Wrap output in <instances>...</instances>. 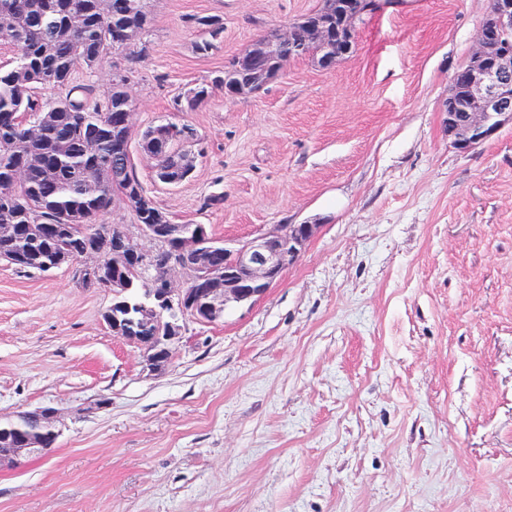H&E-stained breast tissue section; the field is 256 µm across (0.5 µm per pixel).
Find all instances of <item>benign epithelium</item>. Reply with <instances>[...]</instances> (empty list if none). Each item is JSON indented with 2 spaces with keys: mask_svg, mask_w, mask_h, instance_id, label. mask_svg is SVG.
<instances>
[{
  "mask_svg": "<svg viewBox=\"0 0 512 512\" xmlns=\"http://www.w3.org/2000/svg\"><path fill=\"white\" fill-rule=\"evenodd\" d=\"M492 32L512 34V0H492L490 9ZM292 30L276 33L275 42L260 41L239 55L256 69V78L269 82L263 62L274 54V43L286 42ZM314 41L324 46L316 57L323 68H328L341 56L350 53L352 43L331 37L329 26L318 23L312 28ZM467 76L461 87L448 92L446 125L448 139L460 152H468L486 142L507 123H512V42L489 39L484 31L478 33V44L469 61L463 66ZM174 129L160 125L146 134L144 153H168ZM314 224H283L256 235L234 246L224 245V279L209 273L206 231L195 228L179 237L173 261L164 273L144 280L150 297L154 298L158 316L156 345L162 347L167 358H172V345L180 338L183 320L197 324H212L224 315L230 303L252 304L269 288L277 284L284 271L299 256L314 233ZM138 234L117 226L119 242L127 256L141 266L149 263L153 252L143 248L147 239L155 247L162 245L156 233L157 225L139 224ZM35 444L22 440L16 448L0 450V467L13 464L34 454Z\"/></svg>",
  "mask_w": 512,
  "mask_h": 512,
  "instance_id": "benign-epithelium-1",
  "label": "benign epithelium"
}]
</instances>
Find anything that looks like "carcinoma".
<instances>
[{
	"mask_svg": "<svg viewBox=\"0 0 512 512\" xmlns=\"http://www.w3.org/2000/svg\"><path fill=\"white\" fill-rule=\"evenodd\" d=\"M328 2L293 24L284 52L311 54L307 22ZM0 16L8 21L0 42L13 53L0 67V186L10 191L9 202L0 199V226L11 228L0 236V261L30 273L42 259L58 257L83 287L108 288L116 234L99 217L116 201L129 205L133 190L135 223L158 224L163 211L139 179L128 150L133 134L117 118L127 99L126 78L112 79L97 94L74 73L80 67L94 72L119 49L128 50L130 61L141 55L133 46L149 32L148 0H0ZM224 81L241 85L243 95L256 86L235 60L224 69ZM48 89L57 93L51 103L42 97ZM92 243L100 252L97 269L84 260ZM172 258V249H162L151 268L130 275L160 274ZM145 302L146 292L133 290L113 300L128 322L125 306ZM18 434L38 439L43 451L55 443L44 425L20 413L0 421V448Z\"/></svg>",
	"mask_w": 512,
	"mask_h": 512,
	"instance_id": "cac0c4a2",
	"label": "carcinoma"
}]
</instances>
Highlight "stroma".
Listing matches in <instances>:
<instances>
[{
  "instance_id": "stroma-1",
  "label": "stroma",
  "mask_w": 512,
  "mask_h": 512,
  "mask_svg": "<svg viewBox=\"0 0 512 512\" xmlns=\"http://www.w3.org/2000/svg\"><path fill=\"white\" fill-rule=\"evenodd\" d=\"M321 5L149 0L137 63L87 76L127 75L135 129L196 130L175 186L131 148L171 223L315 231L159 373L105 324L111 289L0 262V420L61 412L47 455L0 467V512H512V124L466 153L444 125L490 0H393L332 68L225 99L234 57Z\"/></svg>"
}]
</instances>
